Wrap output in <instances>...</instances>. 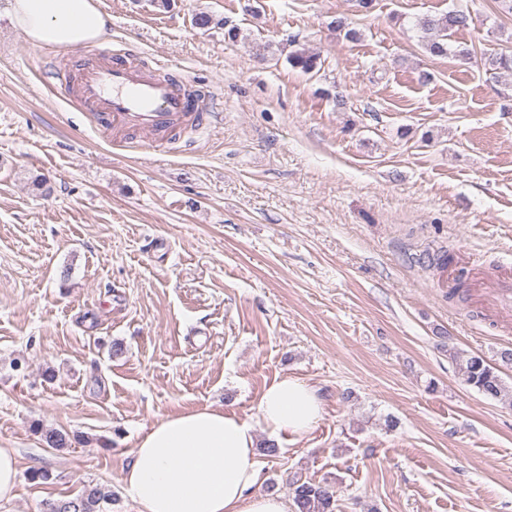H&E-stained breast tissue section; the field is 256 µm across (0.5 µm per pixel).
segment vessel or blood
<instances>
[{"label": "vessel or blood", "mask_w": 512, "mask_h": 512, "mask_svg": "<svg viewBox=\"0 0 512 512\" xmlns=\"http://www.w3.org/2000/svg\"><path fill=\"white\" fill-rule=\"evenodd\" d=\"M79 86L96 121L116 132L135 127L149 136L178 120L199 129L206 126L197 99L187 93L183 81L154 77L124 54L85 65L79 72Z\"/></svg>", "instance_id": "vessel-or-blood-1"}]
</instances>
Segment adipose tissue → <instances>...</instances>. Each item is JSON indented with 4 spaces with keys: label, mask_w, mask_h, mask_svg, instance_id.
I'll return each mask as SVG.
<instances>
[{
    "label": "adipose tissue",
    "mask_w": 512,
    "mask_h": 512,
    "mask_svg": "<svg viewBox=\"0 0 512 512\" xmlns=\"http://www.w3.org/2000/svg\"><path fill=\"white\" fill-rule=\"evenodd\" d=\"M15 25L37 45L75 48L105 37L107 17L94 0H11ZM322 403L294 378L273 381L258 422L206 407L162 417L131 451L122 482L137 512H289L286 499L258 492L257 429L278 438L308 432Z\"/></svg>",
    "instance_id": "obj_1"
}]
</instances>
